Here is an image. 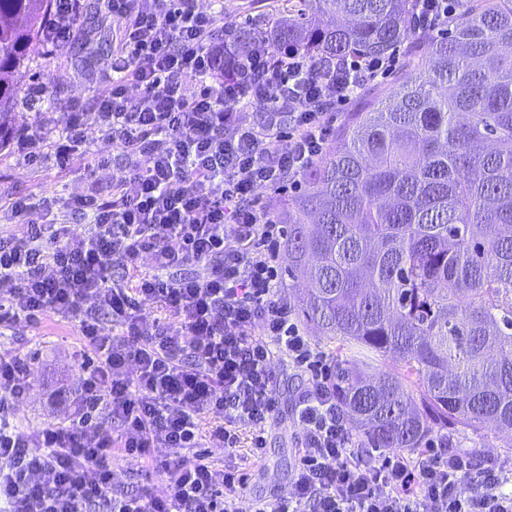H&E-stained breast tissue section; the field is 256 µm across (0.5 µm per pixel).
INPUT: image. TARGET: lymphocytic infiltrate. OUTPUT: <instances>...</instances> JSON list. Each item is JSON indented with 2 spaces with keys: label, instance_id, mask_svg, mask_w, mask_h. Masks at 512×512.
<instances>
[{
  "label": "lymphocytic infiltrate",
  "instance_id": "1",
  "mask_svg": "<svg viewBox=\"0 0 512 512\" xmlns=\"http://www.w3.org/2000/svg\"><path fill=\"white\" fill-rule=\"evenodd\" d=\"M110 4L122 39L94 113L71 112L61 129L20 137L48 142L65 169L87 153L96 127L120 150V174L105 191L63 203L86 220L80 233L63 220L40 222L46 198L0 205L29 219L25 235L0 244V329L70 318L96 354L82 367L72 413L29 435L14 417L30 362L0 352V512H238L245 473L216 467L204 446L245 445L262 460L278 355L311 374L295 402L300 458L291 491L253 512H512V467L491 456L439 441L426 456L371 448L366 459L348 458L354 437L333 369L277 296L284 227L259 192L299 184L333 136L337 108L396 59L333 63L261 47L222 73L224 45L197 0ZM78 29L79 0H53L47 54ZM250 105L258 112L248 119ZM144 254L152 272L138 265ZM184 266L199 275L178 276ZM149 305L163 318L145 322ZM172 448L190 449L191 459L173 461ZM116 452L167 483L115 485Z\"/></svg>",
  "mask_w": 512,
  "mask_h": 512
}]
</instances>
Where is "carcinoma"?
I'll use <instances>...</instances> for the list:
<instances>
[{
    "instance_id": "cac0c4a2",
    "label": "carcinoma",
    "mask_w": 512,
    "mask_h": 512,
    "mask_svg": "<svg viewBox=\"0 0 512 512\" xmlns=\"http://www.w3.org/2000/svg\"><path fill=\"white\" fill-rule=\"evenodd\" d=\"M50 0H0V149ZM415 0H284L272 48L388 58ZM461 20L302 175L278 213L298 315L334 344L336 404L373 448L512 434V0ZM239 27L224 49L255 39ZM400 368L381 366L386 356Z\"/></svg>"
}]
</instances>
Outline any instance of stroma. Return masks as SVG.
Masks as SVG:
<instances>
[{"label": "stroma", "mask_w": 512, "mask_h": 512, "mask_svg": "<svg viewBox=\"0 0 512 512\" xmlns=\"http://www.w3.org/2000/svg\"><path fill=\"white\" fill-rule=\"evenodd\" d=\"M204 10L214 12L215 29L223 38L244 21H252L259 33L270 26L263 16L262 0H234L223 6L221 0H200ZM80 33L53 56H45L42 47H35L27 72L17 95L15 128L62 127L68 109L89 108L96 93L102 89L103 78L112 64V56L120 43V32L112 18L108 0H80ZM434 30L416 34L413 46L397 50L399 63L387 77L377 80L357 99L340 107L337 129H344L352 114L369 111L374 102L396 85L418 59L417 51L432 38ZM88 137L97 155L106 157V164L94 177H86L82 160H75L69 171L56 165L48 143L32 146L10 141L0 149V196L47 195L68 198L86 192L91 185L109 186L119 162L115 145L97 129H89ZM39 156L37 164L28 163L27 154ZM0 347L29 355L32 363L28 399L17 410L25 432L33 433L51 423L62 421L67 409L57 394L74 388L79 381L85 346L74 322L48 315L38 322L25 323L0 335ZM274 386L279 398L278 411L266 428V448L261 462L248 467V486L237 505L241 512H250L253 503L271 499L273 494L288 489L298 464L296 439L291 417L295 398L309 381L302 370L278 361L274 364ZM450 448H471L478 454H490L505 463H512V436L489 431L474 432L458 427L448 435Z\"/></svg>", "instance_id": "stroma-1"}]
</instances>
